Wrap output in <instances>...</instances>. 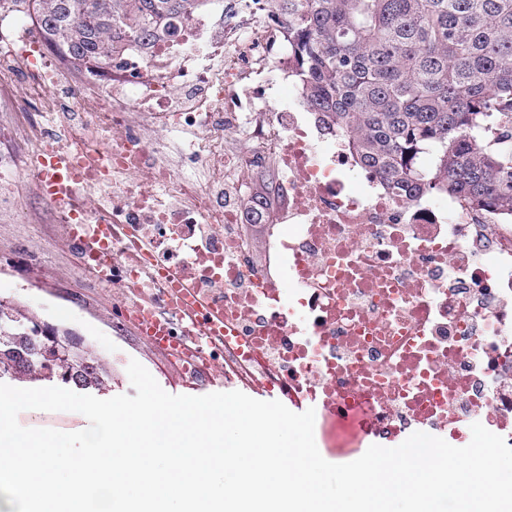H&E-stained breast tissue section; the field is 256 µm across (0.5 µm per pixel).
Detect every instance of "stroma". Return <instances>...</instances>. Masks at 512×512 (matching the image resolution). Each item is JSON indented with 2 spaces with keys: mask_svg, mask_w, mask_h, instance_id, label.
<instances>
[{
  "mask_svg": "<svg viewBox=\"0 0 512 512\" xmlns=\"http://www.w3.org/2000/svg\"><path fill=\"white\" fill-rule=\"evenodd\" d=\"M26 254L32 266L19 270L17 254ZM65 259L50 239L46 224H7L0 221V299L33 310L45 324L82 336L87 346L118 372L112 395L132 394L127 365L140 362L159 385L173 395H205L226 391L223 379L198 382L194 387L174 384L163 369L162 357L149 350L133 330L113 332L112 298L80 280H66L56 272Z\"/></svg>",
  "mask_w": 512,
  "mask_h": 512,
  "instance_id": "stroma-1",
  "label": "stroma"
}]
</instances>
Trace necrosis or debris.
Segmentation results:
<instances>
[{
	"label": "necrosis or debris",
	"instance_id": "necrosis-or-debris-1",
	"mask_svg": "<svg viewBox=\"0 0 512 512\" xmlns=\"http://www.w3.org/2000/svg\"><path fill=\"white\" fill-rule=\"evenodd\" d=\"M268 173L267 218L247 223ZM22 183L41 204L24 223L51 221L62 274L111 294L113 326L174 337L177 383L315 402L342 437L460 445L478 422L512 447V219L407 201L347 133L315 132L267 13L204 6L73 74L0 0V195Z\"/></svg>",
	"mask_w": 512,
	"mask_h": 512
}]
</instances>
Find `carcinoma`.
Returning a JSON list of instances; mask_svg holds the SVG:
<instances>
[{
  "instance_id": "carcinoma-1",
  "label": "carcinoma",
  "mask_w": 512,
  "mask_h": 512,
  "mask_svg": "<svg viewBox=\"0 0 512 512\" xmlns=\"http://www.w3.org/2000/svg\"><path fill=\"white\" fill-rule=\"evenodd\" d=\"M68 65H107L207 0H20ZM293 50L308 110L351 133L357 164L410 201L460 198L512 216V0H263ZM266 186L246 202L266 211ZM105 391L112 373L81 337L0 300V379Z\"/></svg>"
}]
</instances>
